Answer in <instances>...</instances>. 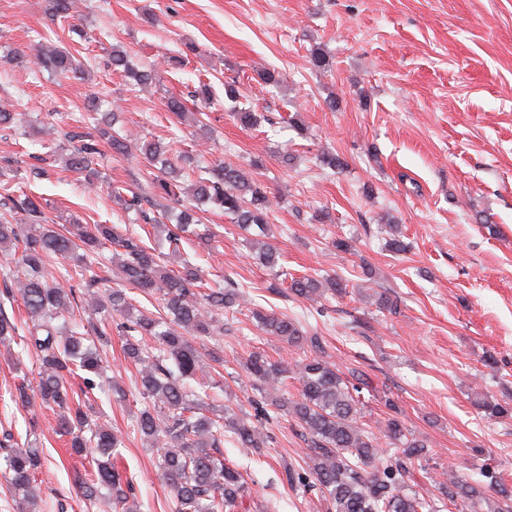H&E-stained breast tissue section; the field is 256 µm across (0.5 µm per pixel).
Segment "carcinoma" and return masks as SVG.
I'll use <instances>...</instances> for the list:
<instances>
[{
    "mask_svg": "<svg viewBox=\"0 0 512 512\" xmlns=\"http://www.w3.org/2000/svg\"><path fill=\"white\" fill-rule=\"evenodd\" d=\"M51 21L70 18L71 0H46ZM36 70L51 74H83L85 61L67 48L42 45L34 54ZM112 71L146 87L156 81L155 70L139 67L120 47L112 48L107 59ZM166 107L176 118L193 117L199 125V113H188L183 99L166 98ZM86 133L66 132L67 141L80 144L67 151L55 139L48 140L46 151L33 156L30 178L48 175L60 162L72 172L83 175L93 186L100 180L96 168L100 144L107 140L115 156L129 153L124 139L112 134L119 114L99 99L87 103ZM232 118L244 129L257 126L259 117L251 108H238ZM140 154L155 169L147 186L137 183L113 191V201L133 215L135 224H149L157 236H165L168 253L144 244L137 234L117 225L84 224L77 218L65 223L72 228L47 223L38 197L0 185V251L13 252V280L28 322L17 324L0 313V343L21 340L25 352H34L39 364L36 385L21 384L16 399L25 407L39 405L56 411L59 432L71 437L72 453L87 451L95 455L96 474L83 486L89 502L104 501L112 512H134L129 506L131 483L113 463L112 451L123 443V435L111 426L93 420L91 393L103 373L99 349L89 337L99 335L97 317L110 313L123 318L119 328L125 336V358L137 370L136 387L143 408L136 415L141 438L157 449L156 472L172 494L175 512H235L239 499L247 491L243 474L224 458L221 444L224 433L232 434L244 450L261 454L267 435L262 424L272 415L290 418L302 429L307 441L303 463L297 471L285 467L286 480L320 492L326 512H442L437 503L420 497L411 484L415 463L427 457V444L415 437L396 416L394 401L386 396L384 405L393 412L385 424V436L394 441L396 452L381 448L373 433L358 424L361 394L368 382L364 374L346 376L327 360L323 337L303 329L299 321L262 309L250 311L252 319L268 335L303 353L289 369L260 352H252L242 368L253 381L261 399L254 402V419L238 414L224 404L208 403L188 386V380L204 374L208 385L223 386V376L215 377L206 359L219 360L215 353L202 352L195 340L224 334V314L236 313L244 303L234 285L207 286L198 267L181 254V241L192 234L207 244L212 234L200 232V213L220 210L239 229L255 232L251 246L253 258L275 271L280 253L271 238L269 214L272 201L264 186L238 165L202 166L189 152H173L171 145L157 139L146 140ZM196 174L191 188L182 186L187 172ZM174 220L160 224L156 213ZM387 248L393 253L408 251L399 226L389 225ZM114 247L113 276L123 288H100L92 273L100 263L103 250ZM171 256L180 258L179 268L168 264ZM69 261V279L65 288L56 279V260ZM80 288L88 295L81 307L85 321H76L78 307L74 294ZM161 301L162 311L154 313L133 303L127 289ZM346 290L340 277L293 276L289 293L297 300L316 303L326 296ZM84 374L85 399L75 400L67 377ZM292 373L300 384L299 396L284 397L281 387L286 374ZM477 406L491 420L512 415L509 403L482 399ZM13 449L0 458L4 476L13 488L20 512H35L38 491L35 474L41 466L36 442L25 435L23 443L14 441ZM487 486L472 484L454 472L434 480L442 500L474 512H512V488L494 470L485 473Z\"/></svg>",
    "mask_w": 512,
    "mask_h": 512,
    "instance_id": "carcinoma-1",
    "label": "carcinoma"
}]
</instances>
